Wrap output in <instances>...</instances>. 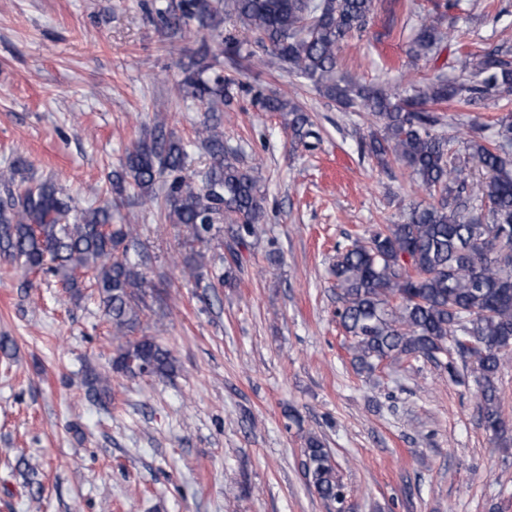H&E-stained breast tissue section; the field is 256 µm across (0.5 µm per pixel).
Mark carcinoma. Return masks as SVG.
Segmentation results:
<instances>
[{
    "label": "carcinoma",
    "instance_id": "1",
    "mask_svg": "<svg viewBox=\"0 0 512 512\" xmlns=\"http://www.w3.org/2000/svg\"><path fill=\"white\" fill-rule=\"evenodd\" d=\"M444 11L425 18L411 45L415 56L454 37L443 28ZM374 0H178L155 8L162 26L173 34H209L216 52L190 59L176 84L183 97L209 105L212 112L231 100L234 81L224 77L220 57L245 55L253 42L268 69H286L309 80L326 98L381 122L371 135V155L381 165L389 159L406 168L420 187L435 192L431 202L410 207L403 222L378 224L368 236L336 250L332 265L337 316L352 339L356 372L372 374L388 360L446 359L449 375L455 357L468 358L476 373L484 427L500 437L512 422L499 406L498 373L512 354V113L497 122V143L482 136L461 140L437 132L443 106H471L512 88L509 50L457 58L463 80L439 75L401 96L391 85L336 82L337 55L356 31L368 24ZM240 23L253 41L220 31L223 17ZM266 112L288 113L295 140L314 136L308 115L285 97H262ZM208 164L197 175L183 174V143L163 132V125L140 139L111 172L112 192L120 195L132 183L144 201L158 204L160 215L185 228L192 242L208 243L228 225L233 237L255 234L262 214L259 176L238 152L224 145V131L209 119L197 129ZM477 162L486 172L481 194L468 193ZM22 160L0 171V259L21 277L40 272L60 279L73 297L81 295L83 275H91L99 306L117 342L111 370L88 365L83 383L87 396L105 405L112 401V374L128 378L168 377L176 371L170 349L154 336H137L141 308L154 285L131 257L138 234L134 224L112 223V206L76 211L54 181L16 180ZM167 177L164 195L157 193ZM215 252L209 262L188 260L184 275L197 282L210 267L224 282L232 267ZM305 469L311 486L336 512H345L349 491L338 477L330 451L314 435L306 438Z\"/></svg>",
    "mask_w": 512,
    "mask_h": 512
}]
</instances>
